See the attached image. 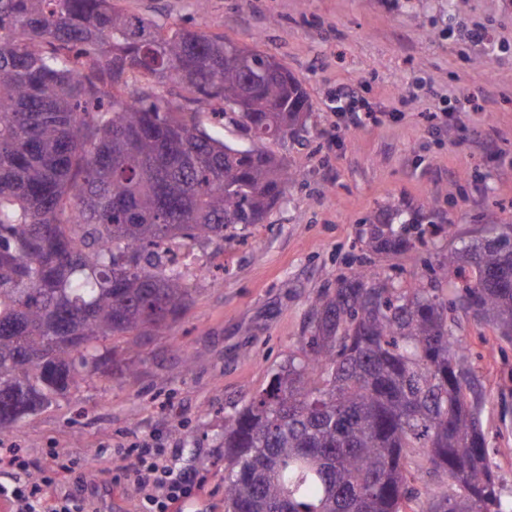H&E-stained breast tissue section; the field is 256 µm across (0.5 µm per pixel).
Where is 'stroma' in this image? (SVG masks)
<instances>
[{"label": "stroma", "mask_w": 512, "mask_h": 512, "mask_svg": "<svg viewBox=\"0 0 512 512\" xmlns=\"http://www.w3.org/2000/svg\"><path fill=\"white\" fill-rule=\"evenodd\" d=\"M158 23L179 22L254 47L288 67L314 101L300 136L270 151L298 173L265 223L243 240L191 242L212 276L164 336L101 342L116 360L136 349L139 374L86 378L22 418L9 440L27 472L48 475L54 455L75 464L99 512H146L131 464L138 438L173 449L203 483L198 512H225L224 416L306 349L310 302L353 262L426 283L430 264L512 224V0H120ZM486 36L475 41L470 30ZM492 71L484 79L475 62ZM361 85L359 127L341 130L330 93ZM453 113L430 129L432 113ZM399 209L423 225L418 252L363 253V231ZM450 232H442V225ZM475 370L472 391L504 499L512 498V342L454 310ZM193 368L181 374L184 357ZM99 452L88 465V451Z\"/></svg>", "instance_id": "35a3bbf8"}]
</instances>
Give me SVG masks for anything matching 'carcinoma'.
<instances>
[{"instance_id": "carcinoma-1", "label": "carcinoma", "mask_w": 512, "mask_h": 512, "mask_svg": "<svg viewBox=\"0 0 512 512\" xmlns=\"http://www.w3.org/2000/svg\"><path fill=\"white\" fill-rule=\"evenodd\" d=\"M274 61L117 0H0L1 439L88 376L136 377L99 342L167 335L204 277L160 244L264 222L294 177L267 143L303 131L314 107ZM206 111L248 144L208 132ZM364 244L413 247L385 217ZM439 268L465 313L512 341V235ZM449 310L434 284L339 275L311 302L309 352L224 419L226 512H512ZM423 468L449 489L425 485L414 509Z\"/></svg>"}]
</instances>
